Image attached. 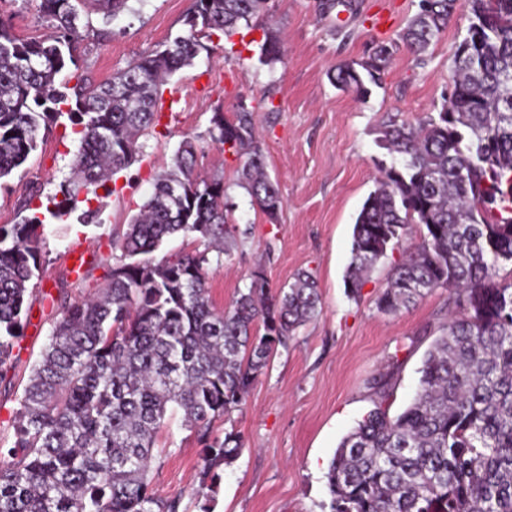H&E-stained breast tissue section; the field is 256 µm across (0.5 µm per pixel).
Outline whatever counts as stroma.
Returning a JSON list of instances; mask_svg holds the SVG:
<instances>
[{
  "instance_id": "35a3bbf8",
  "label": "stroma",
  "mask_w": 512,
  "mask_h": 512,
  "mask_svg": "<svg viewBox=\"0 0 512 512\" xmlns=\"http://www.w3.org/2000/svg\"><path fill=\"white\" fill-rule=\"evenodd\" d=\"M192 2L128 0L107 24L89 14L76 44L78 66L65 70L64 78L111 79L183 30ZM418 9L419 0H335L330 9L320 0H268L250 27L214 38L210 54L170 77L159 92V120L139 138L135 161L99 189L97 199L79 203L65 221L44 228L42 275L28 301L30 323L13 349L11 369L0 378V445L13 441L18 399L50 333V296L74 298L104 288L113 238L151 194L155 175L172 166L183 136L205 133L214 113L231 114L243 103L256 115L265 171L283 204L277 218L269 219L238 185L242 158L201 142L196 172L223 178L227 222L236 228L235 245L209 277L210 299L216 309L230 308L257 269L274 292L305 270L316 279L322 304L273 353L242 407L216 423L217 432L239 433L243 452L224 469L214 512H329L325 473L341 439L380 393H387L391 413L409 404L423 356L454 310L442 289L424 293L397 314L378 309L377 298L403 256L398 248L375 265L358 299H349L345 288L355 218L381 176L379 161L387 157L376 143L380 126L391 117L413 123L440 108L455 47L469 24L466 0H459L448 29L423 55L397 51L381 86L366 99L336 89L331 76L336 65L367 59L378 44L397 40ZM0 16L22 40L39 41L49 33L40 0H0ZM270 28L278 32L283 53L272 65L259 54ZM78 148L74 126L59 118L26 163L0 180V224L17 223L30 196L59 193ZM89 207L98 211L91 222L82 215ZM80 242L98 255L81 283L65 264L70 247ZM154 453L155 491L181 497L183 512H198L200 447L181 416L169 420Z\"/></svg>"
}]
</instances>
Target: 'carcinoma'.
Returning a JSON list of instances; mask_svg holds the SVG:
<instances>
[{
	"instance_id": "1",
	"label": "carcinoma",
	"mask_w": 512,
	"mask_h": 512,
	"mask_svg": "<svg viewBox=\"0 0 512 512\" xmlns=\"http://www.w3.org/2000/svg\"><path fill=\"white\" fill-rule=\"evenodd\" d=\"M104 23L128 0H88ZM469 25L453 55L439 111L415 124L388 119L378 145L392 161L358 213L345 282L356 298L365 275L403 241L377 308L397 314L423 291L444 289L458 314L425 353L413 401L392 416L386 397L344 436L331 459V512H512V0H467ZM267 0H194L186 32L109 81L60 79L77 66L74 0H41L50 33L16 37L0 16V179L36 150L40 133L67 115L80 148L64 199L47 198L16 224L0 225V372L27 324V297L40 277L39 228L61 221L137 154L158 121L160 86L229 37ZM457 0H420L399 40L378 46L332 76L363 97L382 84L405 47L427 51L452 21ZM265 64L281 61L277 31L265 32ZM209 140L247 156L238 184L270 218L282 207L265 174L253 112L214 113ZM200 137L186 135L174 167L159 173L126 231L97 296L58 297L47 342L18 400L14 442L0 448V512H180L178 497L151 487L156 437L176 411L201 447L200 512L242 451L239 434L214 424L241 408L278 347L319 313L313 276L271 292L259 269L228 310L209 296L210 249L235 241L224 218V180L194 176ZM199 240L174 259L153 253L169 238Z\"/></svg>"
}]
</instances>
